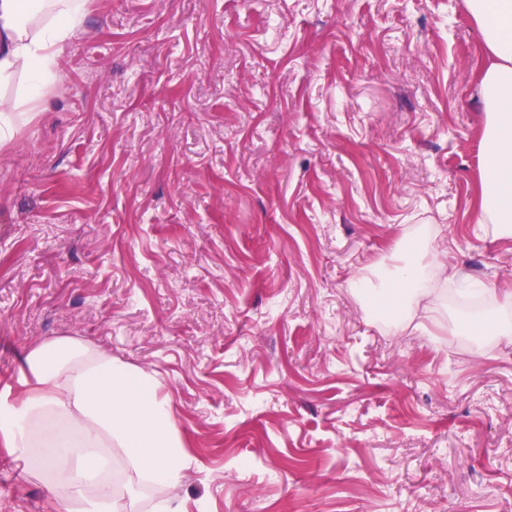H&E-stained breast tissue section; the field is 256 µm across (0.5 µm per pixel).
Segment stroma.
Segmentation results:
<instances>
[{
    "mask_svg": "<svg viewBox=\"0 0 512 512\" xmlns=\"http://www.w3.org/2000/svg\"><path fill=\"white\" fill-rule=\"evenodd\" d=\"M0 146V385L77 336L156 372L199 469L183 512H512V340L451 330L512 289L476 233L487 62L464 0H87ZM430 226L422 333L347 287ZM0 512H53L0 447Z\"/></svg>",
    "mask_w": 512,
    "mask_h": 512,
    "instance_id": "stroma-1",
    "label": "stroma"
}]
</instances>
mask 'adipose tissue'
<instances>
[{
    "label": "adipose tissue",
    "mask_w": 512,
    "mask_h": 512,
    "mask_svg": "<svg viewBox=\"0 0 512 512\" xmlns=\"http://www.w3.org/2000/svg\"><path fill=\"white\" fill-rule=\"evenodd\" d=\"M86 0H0V85L23 77L29 92L0 94V142L25 114L30 92L52 76L78 38ZM489 62L477 75L485 114L475 222L512 237V0H465ZM437 237L404 235L380 283L357 273L349 286L369 316L385 313L394 331L418 309L434 310L455 279ZM512 293L501 306L459 313L458 335L512 336ZM0 446L48 481L55 512H136L134 488L157 491L152 512H182L167 497L198 462L185 450L170 395L156 375L81 338L31 348L16 386L0 388Z\"/></svg>",
    "instance_id": "ef3b65f1"
}]
</instances>
